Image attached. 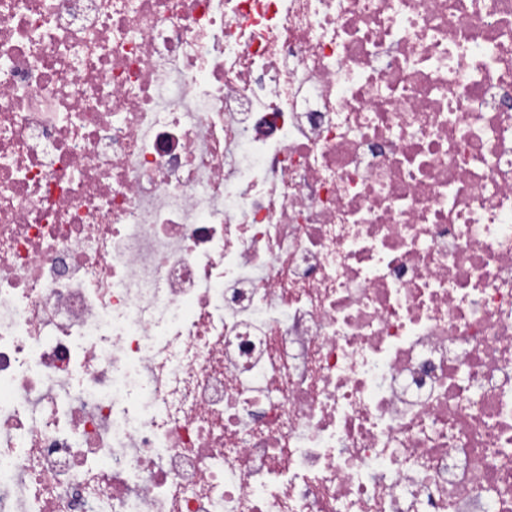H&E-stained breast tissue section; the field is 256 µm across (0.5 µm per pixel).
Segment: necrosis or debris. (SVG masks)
<instances>
[{"instance_id": "necrosis-or-debris-1", "label": "necrosis or debris", "mask_w": 512, "mask_h": 512, "mask_svg": "<svg viewBox=\"0 0 512 512\" xmlns=\"http://www.w3.org/2000/svg\"><path fill=\"white\" fill-rule=\"evenodd\" d=\"M0 512H512V0H0Z\"/></svg>"}]
</instances>
